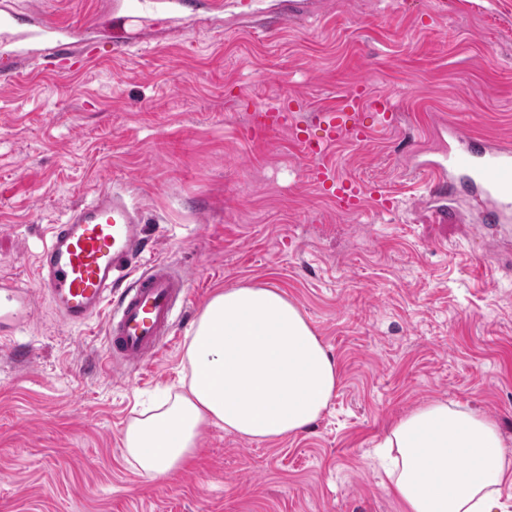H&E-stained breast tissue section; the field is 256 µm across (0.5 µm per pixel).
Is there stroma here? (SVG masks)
I'll return each instance as SVG.
<instances>
[{
    "label": "stroma",
    "mask_w": 512,
    "mask_h": 512,
    "mask_svg": "<svg viewBox=\"0 0 512 512\" xmlns=\"http://www.w3.org/2000/svg\"><path fill=\"white\" fill-rule=\"evenodd\" d=\"M0 0L73 26L83 56L22 65L0 86V273L35 281L46 229L107 182L143 216L145 255L189 281L174 343L146 367L103 368L105 319L42 301L0 344V512H400L372 450L433 399L495 420L512 453V234L430 211L418 161L453 121L512 142V0ZM128 40L125 54L113 42ZM392 96L396 131L303 154L305 124L359 81ZM306 101L252 134L240 117ZM397 198L342 212L316 163ZM283 290L335 357L338 388L308 430L272 442L218 427L192 461L143 476L123 433L142 400L178 388L189 332L219 288Z\"/></svg>",
    "instance_id": "1"
}]
</instances>
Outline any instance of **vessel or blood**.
<instances>
[{"instance_id":"b4317fda","label":"vessel or blood","mask_w":512,"mask_h":512,"mask_svg":"<svg viewBox=\"0 0 512 512\" xmlns=\"http://www.w3.org/2000/svg\"><path fill=\"white\" fill-rule=\"evenodd\" d=\"M80 47L69 26L35 12L28 13L25 29L10 45L16 55L42 57L68 55ZM301 105V100L287 97L274 107H256L254 122L264 129L281 126ZM394 119L389 95L368 94L360 85L338 99L335 107L318 113L315 122L321 136L310 137L299 125L294 132L303 151L318 156L343 140L367 145L372 128L392 127ZM445 129L444 159L419 165L429 178L435 217H458L446 196L449 185L457 182L477 199L481 227L512 223V147L451 123ZM314 175L342 211L359 212L368 198L381 208L389 204L378 189L342 178L326 165H317ZM48 234L37 260V281L63 322L82 326L105 315L109 358L134 366L155 359L170 340L177 301L187 298L186 277L166 260L138 265L145 239L139 209L124 193L104 184L89 202L71 207L62 223L50 225ZM35 293L14 276L0 275V333L10 336L22 328L36 302Z\"/></svg>"}]
</instances>
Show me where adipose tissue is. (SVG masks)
I'll list each match as a JSON object with an SVG mask.
<instances>
[{
	"instance_id": "ef3b65f1",
	"label": "adipose tissue",
	"mask_w": 512,
	"mask_h": 512,
	"mask_svg": "<svg viewBox=\"0 0 512 512\" xmlns=\"http://www.w3.org/2000/svg\"><path fill=\"white\" fill-rule=\"evenodd\" d=\"M181 389L144 408L125 429L127 456L150 478L193 455L215 426L253 441L305 431L339 382L335 358L280 289H217L192 324ZM376 455L402 512H505L512 484L497 423L430 400L393 421Z\"/></svg>"
}]
</instances>
